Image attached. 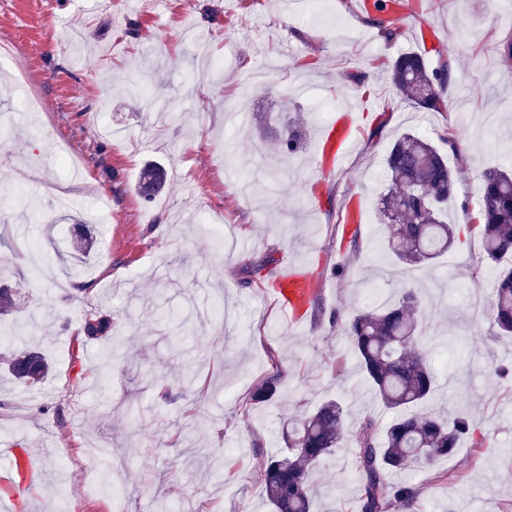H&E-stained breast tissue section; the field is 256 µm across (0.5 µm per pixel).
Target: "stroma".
<instances>
[{"label": "stroma", "instance_id": "1", "mask_svg": "<svg viewBox=\"0 0 512 512\" xmlns=\"http://www.w3.org/2000/svg\"><path fill=\"white\" fill-rule=\"evenodd\" d=\"M375 2L0 0V43L32 80L0 61V280L19 325L0 360L34 347L51 365L34 385L0 370V441L39 472L13 512H153L163 495L192 512H269L261 474L286 417L335 396L349 432L369 413L388 423L342 320L371 307L374 287L400 286L379 200L406 131L440 144L456 175L460 242L413 283L437 407L475 427L454 457L406 474L423 489L414 512H512V375L495 372L512 368V338L464 292L488 305L497 270L478 176L512 165V0ZM405 52L448 65L441 111H417L387 80ZM343 111L353 147L316 176L314 131ZM290 124L301 149L273 152ZM149 160L167 185L148 203L136 184ZM81 236L92 251L79 263ZM268 255L319 277L317 309L283 315L270 269L248 272ZM90 312L111 317L108 337H85ZM276 367L280 393L253 401ZM312 481L313 512H360L349 454Z\"/></svg>", "mask_w": 512, "mask_h": 512}]
</instances>
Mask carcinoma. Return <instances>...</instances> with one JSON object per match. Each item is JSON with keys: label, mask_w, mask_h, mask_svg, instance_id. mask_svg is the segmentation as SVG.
I'll return each mask as SVG.
<instances>
[{"label": "carcinoma", "mask_w": 512, "mask_h": 512, "mask_svg": "<svg viewBox=\"0 0 512 512\" xmlns=\"http://www.w3.org/2000/svg\"><path fill=\"white\" fill-rule=\"evenodd\" d=\"M398 95L418 109L441 110L439 90L450 82L443 64L432 71L414 52L396 57L390 74ZM388 179L383 212H393L398 223L387 225L388 249L407 267H419L450 249L455 230L444 218L453 198L455 178L432 141L412 132L401 134L385 159ZM163 181L162 169L144 167L139 195L152 199ZM482 242L488 258L497 262L512 251V173L488 168L481 174ZM490 315L500 336L512 335V268L496 271ZM422 297L411 285L371 309L358 310L346 331L371 385L375 400L393 413L382 428L373 416L364 417L350 453L360 475L361 512H392L413 505L421 488L392 476L430 465L456 451L457 443L472 432L463 412L453 420L433 411L429 402L437 390L435 374L421 343ZM112 329L110 318H85L83 331L103 338ZM9 372L27 384L40 382L49 365L37 351L21 353L9 362ZM282 374L269 375L253 394L257 402L271 400ZM345 410L339 399H328L289 422L285 431L288 452L270 457L263 475V496L274 512H312L313 473L345 450Z\"/></svg>", "instance_id": "1"}]
</instances>
